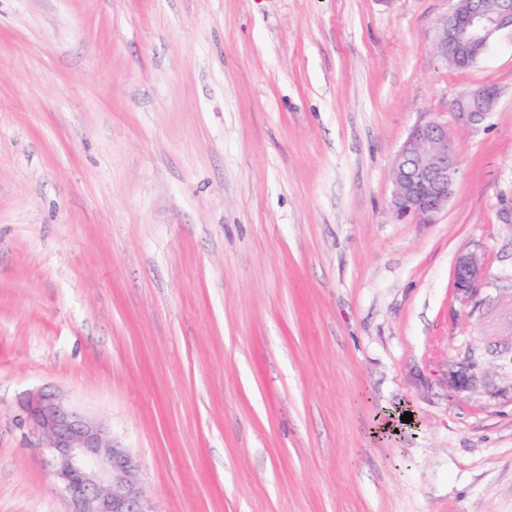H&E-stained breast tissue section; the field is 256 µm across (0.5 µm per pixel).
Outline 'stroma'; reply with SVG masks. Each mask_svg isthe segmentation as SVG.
Returning <instances> with one entry per match:
<instances>
[{
	"label": "stroma",
	"mask_w": 512,
	"mask_h": 512,
	"mask_svg": "<svg viewBox=\"0 0 512 512\" xmlns=\"http://www.w3.org/2000/svg\"><path fill=\"white\" fill-rule=\"evenodd\" d=\"M453 5L0 0V512L69 509L36 390L105 423L158 512H512V363L449 380L512 341V34L453 68ZM423 118L459 160L430 224L389 207ZM498 99V91L481 86L463 94L454 104L458 122L466 127H478L491 114ZM453 274L457 291L467 298H472L480 290L486 270L475 252H465L458 256ZM487 352L478 345L471 347L460 370L450 371V383L457 392L474 390L482 382L486 376L484 365Z\"/></svg>",
	"instance_id": "obj_1"
}]
</instances>
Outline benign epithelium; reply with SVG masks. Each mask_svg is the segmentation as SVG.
<instances>
[{
  "mask_svg": "<svg viewBox=\"0 0 512 512\" xmlns=\"http://www.w3.org/2000/svg\"><path fill=\"white\" fill-rule=\"evenodd\" d=\"M512 30V0H456L454 9L438 27L437 51L480 58L491 50L500 32ZM498 91L481 86L463 94L454 104L458 122L478 127L491 114ZM458 161L446 129L434 119L420 121L410 130L391 168L390 207L399 216L433 221L453 195ZM486 270L478 255L465 252L454 267L457 291L477 295ZM486 350L476 345L466 361L449 374L457 392L477 388L486 376ZM22 416L39 439L37 450L51 467L67 498L68 512H157L141 477L139 459L111 437L100 422L81 413L59 394L42 390L28 394Z\"/></svg>",
  "mask_w": 512,
  "mask_h": 512,
  "instance_id": "7a95c632",
  "label": "benign epithelium"
}]
</instances>
